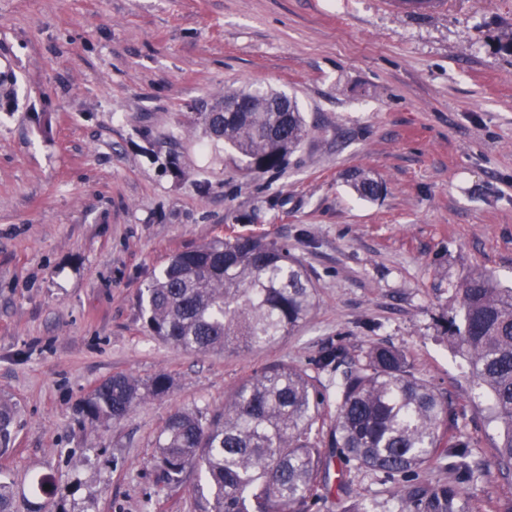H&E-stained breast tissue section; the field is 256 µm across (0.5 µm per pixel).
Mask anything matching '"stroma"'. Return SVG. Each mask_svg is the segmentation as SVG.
<instances>
[{"label":"stroma","instance_id":"1","mask_svg":"<svg viewBox=\"0 0 512 512\" xmlns=\"http://www.w3.org/2000/svg\"><path fill=\"white\" fill-rule=\"evenodd\" d=\"M511 35L512 0L420 16L380 0H0V82L14 91L0 109V402L15 412L0 475L14 512H197L196 473L158 480L172 413L210 416L272 364L378 343L451 401L477 489L511 496L448 333L469 274L512 287ZM251 85L305 114L283 168L245 170L190 120ZM356 168L378 197L352 193ZM239 235L303 261L307 324L239 353L159 341L141 290L172 255ZM117 373L171 387L90 422L83 400ZM347 183L362 199L376 198L382 191V184L364 169L352 171L348 176Z\"/></svg>","mask_w":512,"mask_h":512}]
</instances>
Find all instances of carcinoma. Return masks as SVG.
<instances>
[{
  "mask_svg": "<svg viewBox=\"0 0 512 512\" xmlns=\"http://www.w3.org/2000/svg\"><path fill=\"white\" fill-rule=\"evenodd\" d=\"M224 99L252 104L249 112H198L194 122L236 152L246 168L277 170L308 135L295 100L275 112L269 91L240 90ZM349 187L373 199L382 184L364 169ZM461 324L450 337L465 353L473 384L490 401L500 428L495 464L512 479V288L483 273L459 288ZM140 306L160 340L199 354L265 348L292 335L310 318L316 291L302 261L263 238H216L176 253L142 291ZM346 354L328 347L317 370H337ZM170 379L148 384L115 374L83 402L88 418L120 421L140 402L166 393ZM14 413L0 403V449L12 440ZM329 431H324V425ZM447 401L417 376L406 354L372 345L336 383V399L309 370L281 363L242 382L210 418L176 411L161 429L156 448L163 480L182 484L197 472V512H310L315 491L327 485L331 461L344 478L336 485L341 512H371L355 494L352 476L372 472L390 484L399 512H512V497L478 499L463 491L474 483L469 445L452 433ZM335 453L328 454L326 449ZM454 474L447 482L423 476L433 467Z\"/></svg>",
  "mask_w": 512,
  "mask_h": 512,
  "instance_id": "1",
  "label": "carcinoma"
}]
</instances>
